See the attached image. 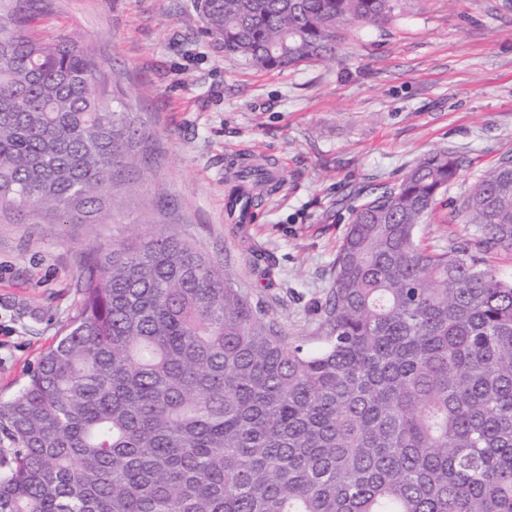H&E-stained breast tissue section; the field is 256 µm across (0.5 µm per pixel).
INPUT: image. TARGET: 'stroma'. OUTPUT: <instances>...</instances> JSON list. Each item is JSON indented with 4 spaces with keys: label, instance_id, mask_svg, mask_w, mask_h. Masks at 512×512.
I'll list each match as a JSON object with an SVG mask.
<instances>
[{
    "label": "stroma",
    "instance_id": "35a3bbf8",
    "mask_svg": "<svg viewBox=\"0 0 512 512\" xmlns=\"http://www.w3.org/2000/svg\"><path fill=\"white\" fill-rule=\"evenodd\" d=\"M34 25L104 62L145 163L118 178L114 206L96 220L75 211L49 224L0 208L2 400L58 339L83 259L132 228L190 241L312 347L349 192L378 193L440 149L467 161L448 189L455 202L512 156V0H406L389 21L345 30L333 58L284 71L225 53L195 0H40ZM237 149L282 168L246 235L224 218ZM470 234L441 206L418 227L444 246ZM256 249L275 263L271 284L253 266Z\"/></svg>",
    "mask_w": 512,
    "mask_h": 512
}]
</instances>
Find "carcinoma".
I'll return each mask as SVG.
<instances>
[{
    "label": "carcinoma",
    "mask_w": 512,
    "mask_h": 512,
    "mask_svg": "<svg viewBox=\"0 0 512 512\" xmlns=\"http://www.w3.org/2000/svg\"><path fill=\"white\" fill-rule=\"evenodd\" d=\"M402 0H197L265 69L336 48ZM0 14V206L66 222L137 164L104 65ZM464 161L421 158L351 207L319 344L287 339L186 241L100 248L28 382L0 401V512H512V157L418 238Z\"/></svg>",
    "instance_id": "carcinoma-1"
}]
</instances>
